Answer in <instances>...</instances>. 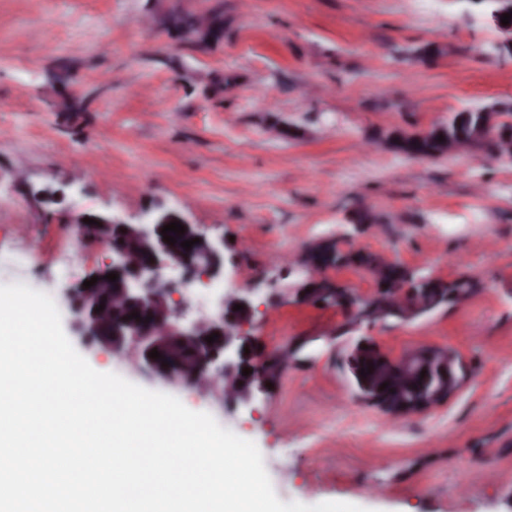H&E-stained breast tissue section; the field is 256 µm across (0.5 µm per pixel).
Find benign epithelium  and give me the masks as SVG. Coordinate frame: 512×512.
Wrapping results in <instances>:
<instances>
[{
  "label": "benign epithelium",
  "mask_w": 512,
  "mask_h": 512,
  "mask_svg": "<svg viewBox=\"0 0 512 512\" xmlns=\"http://www.w3.org/2000/svg\"><path fill=\"white\" fill-rule=\"evenodd\" d=\"M512 12V0H493L489 11L483 12L488 23L499 30L500 38L485 46L486 54L499 61H512V22L504 25L500 17ZM506 124V134L499 141L497 155L512 152V119L498 116L497 111L483 112V125L499 122ZM476 135L464 140H450L437 152L439 156L468 152ZM98 224H85L82 230L95 237L112 252V263L85 277L98 278L95 285L87 288L83 284L69 289L67 310L74 329L80 332L85 342L93 347H102L119 355L129 349L137 351V368L151 378L179 388H196L209 391L220 385L224 402L231 405L252 404L257 391L266 389V384L276 383L281 372L290 362L284 351L265 355L259 351L256 340L244 333V326L253 320L255 308L250 290L229 288L224 292L220 312L214 316L184 322L176 281L168 271L181 272L189 281L209 284L224 275V241H214L204 235L198 225L190 223L173 209L147 210L137 221L128 223L110 214L96 213ZM174 221L184 226V235L177 244L170 245L163 239L162 228ZM199 239V243L185 250L180 242ZM288 264L302 272L313 275L336 265V247L326 240L310 242L298 255L288 259ZM109 273L118 275V280L104 279ZM433 278L411 281V274L385 292H377L364 305L356 304L345 288L327 281L319 288L299 289V299L305 303L344 309L354 323L402 321L416 319L427 312L448 304V289L434 288ZM104 309L96 311V307ZM243 309L234 310L235 305ZM137 313L140 319L129 315ZM150 321L143 322L144 318ZM216 333L219 338L212 344L206 337ZM188 348L193 354L189 363L182 360L180 351ZM249 352H244V349ZM157 350L163 359L149 356ZM379 368L366 389L375 390L388 383L394 393L383 399L386 415L396 420L409 413L429 411L446 401L461 382L462 365L447 352L439 351L436 357L442 367L441 382L432 391L420 392L408 388L427 365L429 358L421 350L412 348L391 357L377 351ZM169 365H162V361ZM252 373L244 376L242 370Z\"/></svg>",
  "instance_id": "benign-epithelium-1"
}]
</instances>
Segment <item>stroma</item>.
<instances>
[{
    "label": "stroma",
    "mask_w": 512,
    "mask_h": 512,
    "mask_svg": "<svg viewBox=\"0 0 512 512\" xmlns=\"http://www.w3.org/2000/svg\"><path fill=\"white\" fill-rule=\"evenodd\" d=\"M175 12L218 14L221 38L172 29ZM493 36L468 0H0V284L65 309L112 258L80 232L83 214L177 210L223 239L225 287L271 309L247 334L290 364L232 409L88 347L63 321L93 369L254 441L282 502L512 512V159L412 158L380 138L512 103V65L483 52ZM428 43L441 55L416 61ZM65 95L79 111H57ZM360 208L370 223H353ZM318 239L475 287L430 315L352 330L344 310L296 297L308 278L287 257ZM358 338L393 355L450 351L467 376L438 407L389 421L336 367Z\"/></svg>",
    "instance_id": "35a3bbf8"
}]
</instances>
